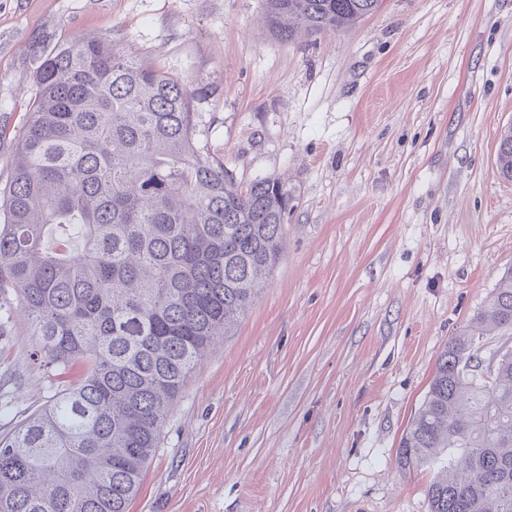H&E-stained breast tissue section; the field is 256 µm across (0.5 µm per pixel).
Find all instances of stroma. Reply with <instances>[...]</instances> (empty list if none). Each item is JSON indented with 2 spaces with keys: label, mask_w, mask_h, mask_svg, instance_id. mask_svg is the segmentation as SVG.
Instances as JSON below:
<instances>
[{
  "label": "stroma",
  "mask_w": 512,
  "mask_h": 512,
  "mask_svg": "<svg viewBox=\"0 0 512 512\" xmlns=\"http://www.w3.org/2000/svg\"><path fill=\"white\" fill-rule=\"evenodd\" d=\"M263 0H0V185L59 48L103 35L201 84L235 180L281 177L284 253L191 373L129 512H428L395 463L449 338L512 267V0H383L292 42ZM0 315V434L73 384ZM497 159L503 177L512 180V126L501 134Z\"/></svg>",
  "instance_id": "obj_1"
}]
</instances>
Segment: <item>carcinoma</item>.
<instances>
[{"label": "carcinoma", "mask_w": 512, "mask_h": 512, "mask_svg": "<svg viewBox=\"0 0 512 512\" xmlns=\"http://www.w3.org/2000/svg\"><path fill=\"white\" fill-rule=\"evenodd\" d=\"M382 0H264L284 41L355 26ZM0 188V310L23 309L30 358L80 380L0 435V512H128L171 407L254 305L283 252L292 197L237 183L199 139L198 84L88 37L60 48ZM498 165L512 180V126ZM80 242L79 251L70 236ZM512 268L448 340L396 464L432 474L430 512H512Z\"/></svg>", "instance_id": "cac0c4a2"}]
</instances>
